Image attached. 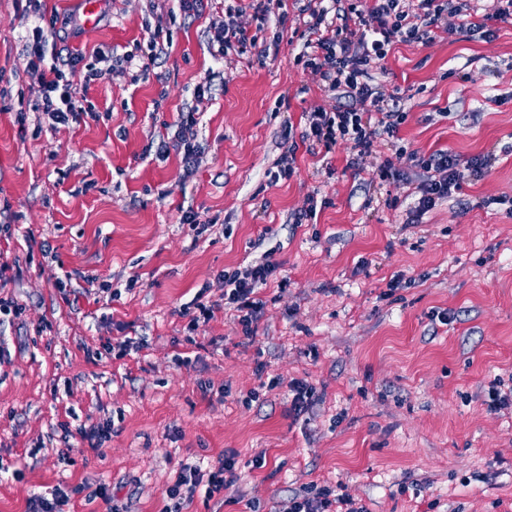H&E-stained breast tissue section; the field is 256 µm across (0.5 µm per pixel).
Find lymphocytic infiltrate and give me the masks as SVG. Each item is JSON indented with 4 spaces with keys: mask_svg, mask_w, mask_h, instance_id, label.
<instances>
[{
    "mask_svg": "<svg viewBox=\"0 0 512 512\" xmlns=\"http://www.w3.org/2000/svg\"><path fill=\"white\" fill-rule=\"evenodd\" d=\"M251 16L257 28L275 23L274 43L295 37L303 42L298 54L304 68L319 76L327 95L335 101L333 110L314 108L306 114L302 141H312L332 150L349 144L358 156L372 155L378 140L396 138L405 123L407 113L401 97L374 86L373 73L381 69L391 48L398 43L427 44L434 41L437 30L452 33L449 17L461 20L463 28L478 31L489 22L512 17V0H494L491 12L473 17L470 0H374L371 7L343 4L342 0H305L296 20H289L283 0H240L226 5L224 18L212 22L216 57L243 58L254 48L257 39L251 28L242 22ZM76 19L50 16L48 22L35 24L26 39L27 72L31 78L29 92L35 98L34 110L49 127L79 124L85 119H97L95 105L88 98V86L105 78L102 63L105 53H98L97 64L87 65L82 55H70L65 66H46L50 48L56 47L65 26L77 27ZM169 28L156 24L143 45L119 56L118 61L132 73L133 81L147 78L152 66L164 51L165 41L171 40ZM82 72V86H75L73 72ZM425 177L418 184L419 196L408 211L410 222H419L439 200L460 190L464 175L482 177L493 166L491 159L476 156L469 160L448 151H437L415 159ZM278 266L271 260L223 274L224 300L211 305H199V315L212 319L222 306L235 309L245 337L254 334L253 324L264 307L256 294L276 273ZM237 454L225 452L218 468L202 473L200 467L184 465L176 482L166 495L173 502L174 512H181L188 496L203 489L206 498H213L235 483L239 475ZM288 512H369L367 506L350 495L323 487L305 491L288 502Z\"/></svg>",
    "mask_w": 512,
    "mask_h": 512,
    "instance_id": "f902f5d3",
    "label": "lymphocytic infiltrate"
}]
</instances>
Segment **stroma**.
<instances>
[{"label": "stroma", "instance_id": "1", "mask_svg": "<svg viewBox=\"0 0 512 512\" xmlns=\"http://www.w3.org/2000/svg\"><path fill=\"white\" fill-rule=\"evenodd\" d=\"M27 7L0 0V255L21 270L0 297L23 308L0 316V512H26L58 486L64 512H166L181 465L206 472L229 450L239 481L210 499L195 492L183 512H286L305 487L339 483L370 512H512V409L483 403L491 381L512 378V19L487 36L393 47L375 82L406 99L407 154L387 139L359 161L347 146L305 143L295 174L275 182L285 129L301 135L305 112L334 105L296 63L300 43L225 70L210 53L224 9L214 0L177 17L147 80L116 67L90 87L98 120L38 133L20 98ZM177 7L104 0L105 20L59 48L123 54ZM209 74L188 174L156 144ZM438 150L495 163L408 223L421 174L408 154ZM386 160L404 180L374 178ZM311 195L326 208L294 224ZM186 210L196 223H181ZM265 257L278 270L254 340L231 310L190 324L191 301L222 300V271ZM396 274L406 285L392 291ZM127 339L136 351L118 356ZM272 376L282 383L271 390ZM294 379L322 394L298 417ZM106 420L99 450L66 451L62 425ZM260 451L265 466L251 468ZM101 484L111 503L95 498Z\"/></svg>", "mask_w": 512, "mask_h": 512}]
</instances>
